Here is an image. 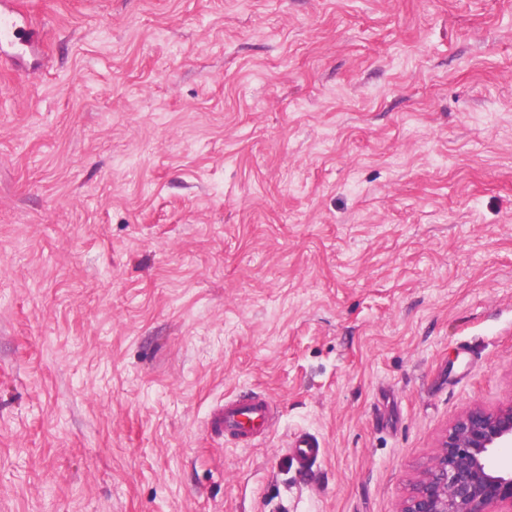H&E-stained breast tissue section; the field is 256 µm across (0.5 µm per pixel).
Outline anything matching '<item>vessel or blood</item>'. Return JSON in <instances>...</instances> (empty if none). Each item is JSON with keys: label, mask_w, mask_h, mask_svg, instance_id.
I'll return each mask as SVG.
<instances>
[{"label": "vessel or blood", "mask_w": 512, "mask_h": 512, "mask_svg": "<svg viewBox=\"0 0 512 512\" xmlns=\"http://www.w3.org/2000/svg\"><path fill=\"white\" fill-rule=\"evenodd\" d=\"M37 19L21 8L17 0H0V49L31 47L30 33ZM273 408L269 400L257 396H242L225 401L220 410L208 419L211 434L233 442H248L265 433L271 425ZM298 467L316 463L323 451L317 440L300 436L289 444Z\"/></svg>", "instance_id": "obj_1"}]
</instances>
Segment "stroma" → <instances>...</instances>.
Returning <instances> with one entry per match:
<instances>
[{
	"label": "stroma",
	"mask_w": 512,
	"mask_h": 512,
	"mask_svg": "<svg viewBox=\"0 0 512 512\" xmlns=\"http://www.w3.org/2000/svg\"><path fill=\"white\" fill-rule=\"evenodd\" d=\"M19 2L0 512H397L512 402V0ZM273 408L269 400L241 396L224 402L207 420L211 434L224 436L234 443L249 442L265 433L271 425ZM290 453L298 467L304 468L316 463L323 451L317 440L308 436H299L289 444Z\"/></svg>",
	"instance_id": "stroma-1"
}]
</instances>
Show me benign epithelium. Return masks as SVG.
Masks as SVG:
<instances>
[{
  "mask_svg": "<svg viewBox=\"0 0 512 512\" xmlns=\"http://www.w3.org/2000/svg\"><path fill=\"white\" fill-rule=\"evenodd\" d=\"M506 447H512V403L470 408L449 428L398 512H512V468L491 462V453Z\"/></svg>",
  "mask_w": 512,
  "mask_h": 512,
  "instance_id": "benign-epithelium-1",
  "label": "benign epithelium"
}]
</instances>
